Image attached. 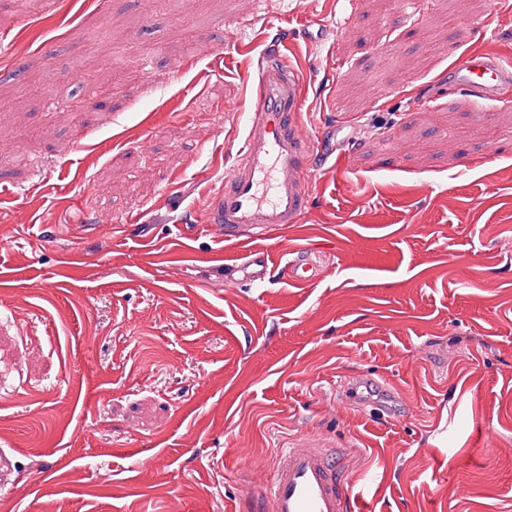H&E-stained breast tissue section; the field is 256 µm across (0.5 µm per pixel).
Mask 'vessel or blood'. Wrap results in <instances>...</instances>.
I'll return each instance as SVG.
<instances>
[{
    "label": "vessel or blood",
    "instance_id": "1",
    "mask_svg": "<svg viewBox=\"0 0 512 512\" xmlns=\"http://www.w3.org/2000/svg\"><path fill=\"white\" fill-rule=\"evenodd\" d=\"M448 86L494 102L512 90V56L452 49ZM247 125L223 186L209 197L205 222L228 241L261 237L264 230L299 223L313 188L312 143L305 132L307 87L288 55L275 41L259 54L246 81ZM269 255L246 252L234 265L239 281L258 286L266 280ZM290 282L316 279L315 267L301 248L284 263ZM343 451L300 444L281 449L257 495L245 499L243 512H353Z\"/></svg>",
    "mask_w": 512,
    "mask_h": 512
}]
</instances>
